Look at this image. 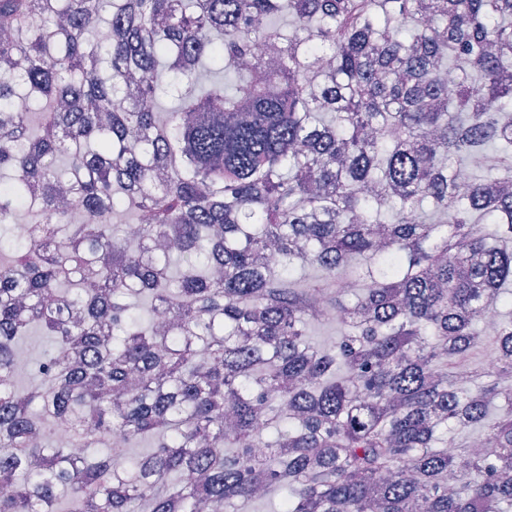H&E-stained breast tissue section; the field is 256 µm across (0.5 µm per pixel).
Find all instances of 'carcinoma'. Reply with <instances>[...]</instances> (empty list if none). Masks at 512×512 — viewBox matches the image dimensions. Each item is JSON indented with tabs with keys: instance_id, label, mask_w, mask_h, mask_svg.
I'll return each instance as SVG.
<instances>
[{
	"instance_id": "carcinoma-1",
	"label": "carcinoma",
	"mask_w": 512,
	"mask_h": 512,
	"mask_svg": "<svg viewBox=\"0 0 512 512\" xmlns=\"http://www.w3.org/2000/svg\"><path fill=\"white\" fill-rule=\"evenodd\" d=\"M2 32L0 512L512 507V0H0Z\"/></svg>"
}]
</instances>
